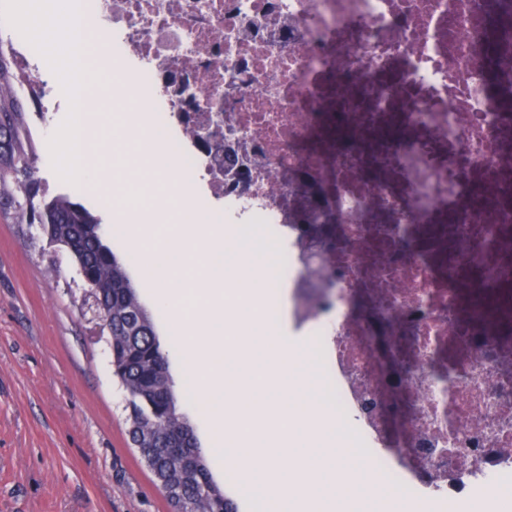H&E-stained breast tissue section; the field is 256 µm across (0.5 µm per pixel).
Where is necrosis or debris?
I'll use <instances>...</instances> for the list:
<instances>
[{
    "label": "necrosis or debris",
    "mask_w": 512,
    "mask_h": 512,
    "mask_svg": "<svg viewBox=\"0 0 512 512\" xmlns=\"http://www.w3.org/2000/svg\"><path fill=\"white\" fill-rule=\"evenodd\" d=\"M173 192L221 205L314 339L371 467L445 503L512 481V0H74ZM20 89L39 63L0 10ZM388 312L387 371L357 308Z\"/></svg>",
    "instance_id": "1"
}]
</instances>
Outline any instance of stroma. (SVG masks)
<instances>
[{
  "label": "stroma",
  "instance_id": "stroma-1",
  "mask_svg": "<svg viewBox=\"0 0 512 512\" xmlns=\"http://www.w3.org/2000/svg\"><path fill=\"white\" fill-rule=\"evenodd\" d=\"M95 118L100 135L94 145L98 173L75 181L67 171L40 160V175L53 190L71 193L102 218L104 237L126 252L127 270L152 311L169 365L180 408L195 427L211 458V473L234 501L238 512H267L257 493H243L240 473L225 472V433L210 420V406L198 389L183 343L173 342L172 310L155 300V285L129 245L117 219L113 198L134 191L154 157L118 166L112 154V131L129 112L114 98L112 79L102 62H94ZM39 79L62 107L49 113V133L41 152L60 153V131L70 121L74 87L58 60L41 63ZM48 259L35 258L14 225L0 220V512H170L151 471L132 447L125 425V393L112 378L104 342L83 319L66 284L75 275L61 262L59 275Z\"/></svg>",
  "mask_w": 512,
  "mask_h": 512
}]
</instances>
